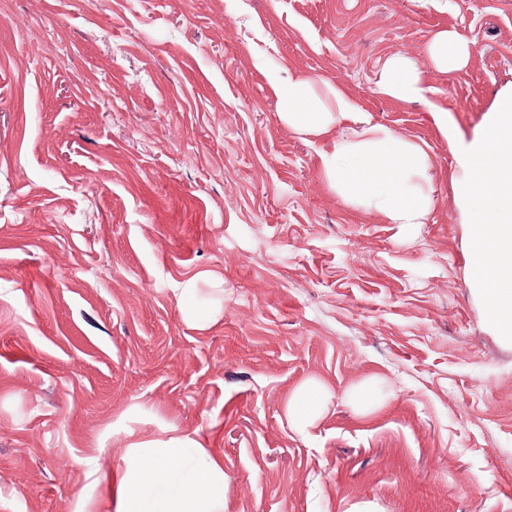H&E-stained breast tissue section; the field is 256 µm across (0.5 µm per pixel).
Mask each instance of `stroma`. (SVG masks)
I'll list each match as a JSON object with an SVG mask.
<instances>
[{
  "mask_svg": "<svg viewBox=\"0 0 512 512\" xmlns=\"http://www.w3.org/2000/svg\"><path fill=\"white\" fill-rule=\"evenodd\" d=\"M444 28L468 64L384 95ZM296 75L427 151V223L336 193ZM511 88L512 0H0V512H118L132 442L176 434L224 512H512V342L430 118L472 138ZM377 84L387 97L403 103L423 99L430 90L419 64L400 56L386 61ZM327 396L326 390L318 383L310 382L297 389L288 401V418L293 426L303 431L309 425Z\"/></svg>",
  "mask_w": 512,
  "mask_h": 512,
  "instance_id": "1",
  "label": "stroma"
}]
</instances>
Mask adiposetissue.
<instances>
[{"instance_id": "adipose-tissue-1", "label": "adipose tissue", "mask_w": 512, "mask_h": 512, "mask_svg": "<svg viewBox=\"0 0 512 512\" xmlns=\"http://www.w3.org/2000/svg\"><path fill=\"white\" fill-rule=\"evenodd\" d=\"M471 51L463 33L443 29L430 37L426 58L448 73L466 66ZM378 86L403 103L429 91L419 64L400 56L386 61ZM273 92L288 128L323 140L321 170L349 204L373 210L389 224L427 222L433 207L426 187L431 164L421 146L357 111L340 88L327 87L319 97L298 77ZM326 396L314 382L297 389L287 408L297 430L312 422ZM135 448L133 468L119 486L122 512H224V467L198 443L176 435L164 442L141 440Z\"/></svg>"}]
</instances>
